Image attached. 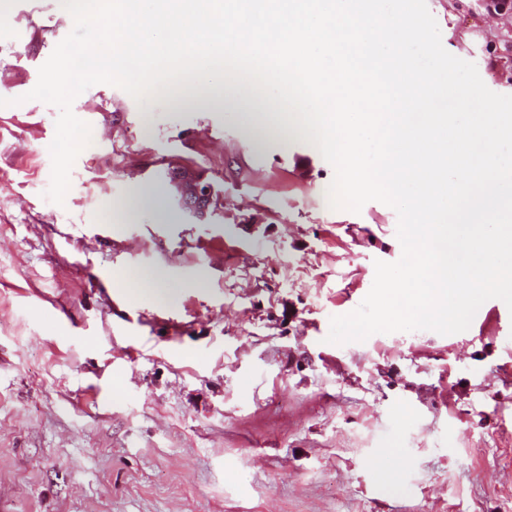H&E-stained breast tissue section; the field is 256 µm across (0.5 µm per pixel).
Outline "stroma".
I'll use <instances>...</instances> for the list:
<instances>
[{
	"label": "stroma",
	"instance_id": "obj_1",
	"mask_svg": "<svg viewBox=\"0 0 512 512\" xmlns=\"http://www.w3.org/2000/svg\"><path fill=\"white\" fill-rule=\"evenodd\" d=\"M426 3L512 95L483 0ZM73 26L0 0V512H512V310L327 343L400 258L397 214L330 208L333 166L251 121L264 98L91 86L51 202L59 110L27 94ZM175 165L219 191L204 220L173 213ZM145 186L157 205L125 210Z\"/></svg>",
	"mask_w": 512,
	"mask_h": 512
}]
</instances>
